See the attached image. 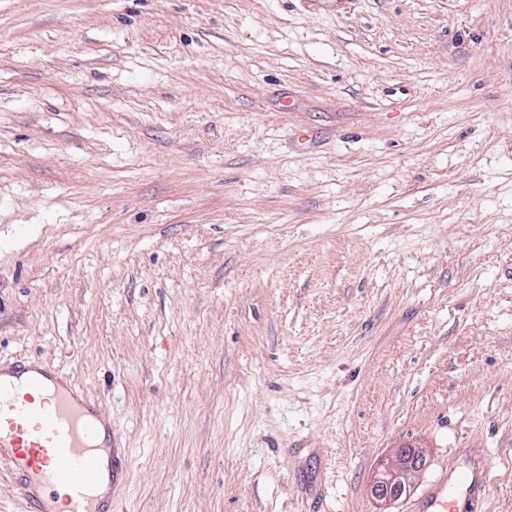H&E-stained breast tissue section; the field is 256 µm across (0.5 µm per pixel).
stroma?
<instances>
[{"label":"stroma","instance_id":"35a3bbf8","mask_svg":"<svg viewBox=\"0 0 512 512\" xmlns=\"http://www.w3.org/2000/svg\"><path fill=\"white\" fill-rule=\"evenodd\" d=\"M31 357L104 402L112 512H512V0H0ZM425 464L426 459L417 448H399L395 462L375 476L371 484V495L384 501L401 497L410 488L411 478L421 471ZM485 488L478 482L464 478L458 484L448 486L441 482L430 492L426 499V512H460V503L466 498L472 501V510H478L479 503L485 496Z\"/></svg>","mask_w":512,"mask_h":512}]
</instances>
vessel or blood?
<instances>
[{"label":"vessel or blood","mask_w":512,"mask_h":512,"mask_svg":"<svg viewBox=\"0 0 512 512\" xmlns=\"http://www.w3.org/2000/svg\"><path fill=\"white\" fill-rule=\"evenodd\" d=\"M104 404L87 398L70 376L40 362L0 368V462L29 512H112L126 460ZM476 481L439 483L427 512H460L480 503Z\"/></svg>","instance_id":"obj_1"}]
</instances>
